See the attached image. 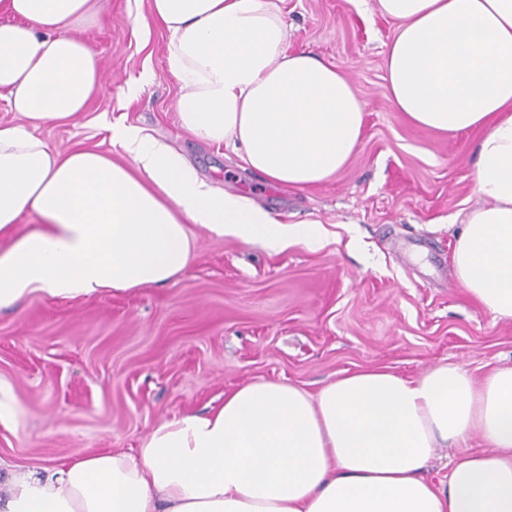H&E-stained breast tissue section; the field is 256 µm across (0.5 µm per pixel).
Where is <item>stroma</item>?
I'll return each instance as SVG.
<instances>
[{"label":"stroma","mask_w":512,"mask_h":512,"mask_svg":"<svg viewBox=\"0 0 512 512\" xmlns=\"http://www.w3.org/2000/svg\"><path fill=\"white\" fill-rule=\"evenodd\" d=\"M273 2L288 51L337 67L365 103L362 140L336 176L291 190L184 131L170 34L151 21V0H98L75 33L94 51L102 86L73 121L35 134L59 152L117 161L109 126L142 127L214 189L289 224H320V246L270 248L195 226L189 268L165 286L81 301L36 293L0 309V388L15 402L0 420V459L136 448L158 424L216 409L251 381L313 393L347 371L414 378L448 363L479 378L512 367V320L473 300L452 265L458 228L482 203L479 131L447 136L398 111L384 78L390 19L351 0ZM137 16L147 21L138 30Z\"/></svg>","instance_id":"35a3bbf8"}]
</instances>
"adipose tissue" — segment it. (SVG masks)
<instances>
[{
  "mask_svg": "<svg viewBox=\"0 0 512 512\" xmlns=\"http://www.w3.org/2000/svg\"><path fill=\"white\" fill-rule=\"evenodd\" d=\"M396 23L384 58L397 109L420 128L477 130L475 188L452 262L469 295L512 320V0H352ZM92 0H0V309L38 292L80 300L179 279L189 225L270 247L321 240L247 198L215 191L144 129H114L122 161L53 151L34 128L67 122L101 87L70 34ZM184 92L181 127L241 151L269 182L304 190L341 170L364 103L337 67L288 54L269 0H152ZM36 216L25 232L16 226ZM479 434L484 447L465 442ZM459 449L445 481L423 471ZM0 512H512V367L482 381L439 365L405 378L345 373L309 393L254 381L207 414L161 423L136 448L14 465L0 459Z\"/></svg>",
  "mask_w": 512,
  "mask_h": 512,
  "instance_id": "1",
  "label": "adipose tissue"
}]
</instances>
